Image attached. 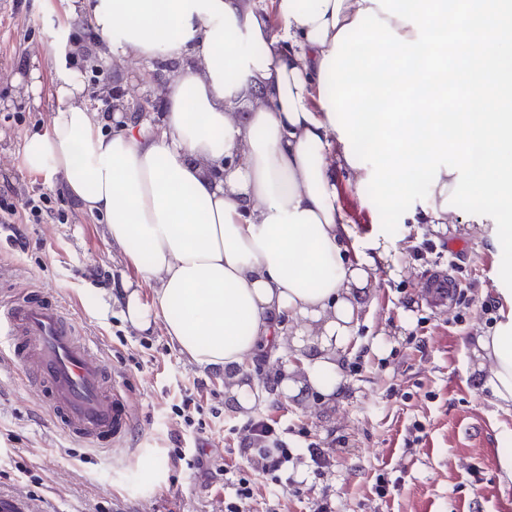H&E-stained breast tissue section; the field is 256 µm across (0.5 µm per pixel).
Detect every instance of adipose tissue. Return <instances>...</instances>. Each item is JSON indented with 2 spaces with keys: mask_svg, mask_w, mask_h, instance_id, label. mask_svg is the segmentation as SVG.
<instances>
[{
  "mask_svg": "<svg viewBox=\"0 0 512 512\" xmlns=\"http://www.w3.org/2000/svg\"><path fill=\"white\" fill-rule=\"evenodd\" d=\"M67 3L115 64L183 67L162 115L117 112L110 132L80 72L56 69L59 105L26 138L23 164L61 176L121 249L124 318L162 324L190 363L223 374L240 415L269 357L285 361L276 393L334 397L359 297L379 269L402 270L384 226L363 236L351 222L343 174L376 179L395 205L426 182L423 215L441 234L456 232L464 195L479 203L475 224L512 214V0H464L460 12L448 0ZM360 36L384 56H362ZM494 292L475 383L512 412V277Z\"/></svg>",
  "mask_w": 512,
  "mask_h": 512,
  "instance_id": "ef3b65f1",
  "label": "adipose tissue"
}]
</instances>
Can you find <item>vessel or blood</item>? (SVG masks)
Masks as SVG:
<instances>
[{"instance_id":"obj_1","label":"vessel or blood","mask_w":512,"mask_h":512,"mask_svg":"<svg viewBox=\"0 0 512 512\" xmlns=\"http://www.w3.org/2000/svg\"><path fill=\"white\" fill-rule=\"evenodd\" d=\"M0 334L8 338L10 363L22 366L72 439L98 447L121 442L132 419L128 398L64 301L33 288L11 289L0 298Z\"/></svg>"}]
</instances>
